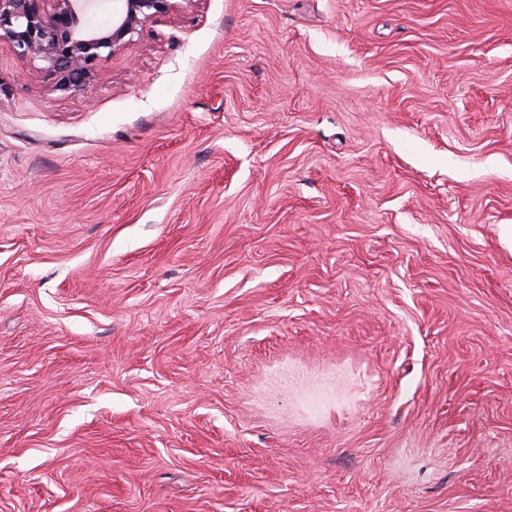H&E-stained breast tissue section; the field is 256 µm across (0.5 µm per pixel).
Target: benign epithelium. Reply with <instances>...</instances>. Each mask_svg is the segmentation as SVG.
I'll return each instance as SVG.
<instances>
[{
    "label": "benign epithelium",
    "mask_w": 512,
    "mask_h": 512,
    "mask_svg": "<svg viewBox=\"0 0 512 512\" xmlns=\"http://www.w3.org/2000/svg\"><path fill=\"white\" fill-rule=\"evenodd\" d=\"M97 0H0V42L35 69L58 78L60 89L85 90L96 66L142 28L191 0H120L112 19L93 21Z\"/></svg>",
    "instance_id": "7a95c632"
}]
</instances>
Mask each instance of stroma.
<instances>
[{
  "label": "stroma",
  "instance_id": "1",
  "mask_svg": "<svg viewBox=\"0 0 512 512\" xmlns=\"http://www.w3.org/2000/svg\"><path fill=\"white\" fill-rule=\"evenodd\" d=\"M0 512H512V0L0 44Z\"/></svg>",
  "mask_w": 512,
  "mask_h": 512
}]
</instances>
